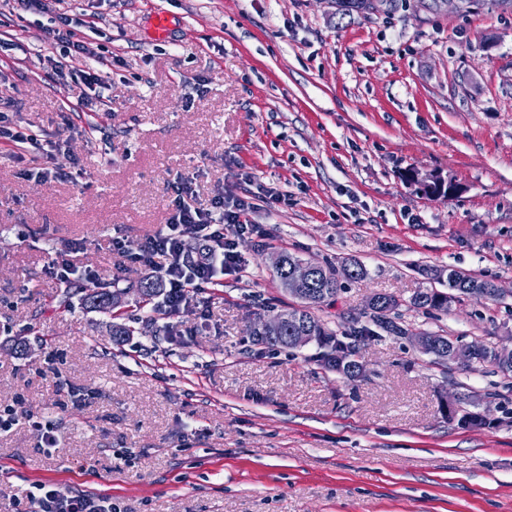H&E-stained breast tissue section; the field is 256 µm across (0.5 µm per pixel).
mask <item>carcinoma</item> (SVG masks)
<instances>
[{"label": "carcinoma", "instance_id": "cac0c4a2", "mask_svg": "<svg viewBox=\"0 0 512 512\" xmlns=\"http://www.w3.org/2000/svg\"><path fill=\"white\" fill-rule=\"evenodd\" d=\"M344 275L347 279H357L367 274L366 269L355 263L343 268L342 272H337L329 267H321V271L313 282V295L301 300V305L291 307L280 311V315L287 317L282 323L280 332L275 336H269L259 330L254 332L258 340L272 347L295 348L297 344L293 337L307 335L317 339L321 346L328 348V351L321 355V361L328 369L335 371L348 380H356V377L340 370L336 361L330 358V354L338 352L340 354L355 355L352 347L346 345L336 337L326 323L311 312V309L334 299L341 290L339 275ZM490 281L480 279L454 268L448 269V289L445 293L434 289H426L415 293L410 299L411 307L429 311H446L449 304L456 298V295L473 296L476 298L494 299L496 295L487 291ZM138 290L144 301L149 303L152 299L159 296L161 289L158 281L153 277H147L139 282ZM113 297L111 291L103 288L92 294L83 297V300L94 308L102 311H110L112 307L109 299ZM398 300L389 295H376V304L370 307V320L372 324L383 332L393 336L407 335V329L400 326L397 322L389 319L387 313L398 308ZM477 351L473 354L471 364L495 366L503 373H512V362L500 357L496 348L483 344H473Z\"/></svg>", "mask_w": 512, "mask_h": 512}]
</instances>
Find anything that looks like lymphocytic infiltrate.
Instances as JSON below:
<instances>
[{
    "mask_svg": "<svg viewBox=\"0 0 512 512\" xmlns=\"http://www.w3.org/2000/svg\"><path fill=\"white\" fill-rule=\"evenodd\" d=\"M50 35L60 48L59 59L54 63L56 72L68 74L81 88L78 105L84 109L108 105L111 74L105 71L94 50L73 31L56 27ZM76 58L84 60V68L69 67V60ZM191 184L190 178L177 179L166 224L147 236L133 256L135 263L161 280L162 302L174 311L188 306L197 291L219 284L225 273L246 272L247 265L232 237L257 230L250 220L254 204L249 198L219 194L210 208L199 209L187 201ZM188 235L200 242V249L192 258L186 257L182 248ZM26 499V512H117L111 497L94 493L64 496L52 483L44 481L33 483Z\"/></svg>",
    "mask_w": 512,
    "mask_h": 512,
    "instance_id": "1",
    "label": "lymphocytic infiltrate"
}]
</instances>
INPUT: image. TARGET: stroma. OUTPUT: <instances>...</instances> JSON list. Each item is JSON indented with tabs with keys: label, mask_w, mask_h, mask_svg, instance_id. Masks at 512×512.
Returning a JSON list of instances; mask_svg holds the SVG:
<instances>
[{
	"label": "stroma",
	"mask_w": 512,
	"mask_h": 512,
	"mask_svg": "<svg viewBox=\"0 0 512 512\" xmlns=\"http://www.w3.org/2000/svg\"><path fill=\"white\" fill-rule=\"evenodd\" d=\"M57 12L112 58L109 106L76 111L79 90L50 63L49 15L0 6V116L62 138L51 165L78 182L28 173L0 143V512H24L38 481L65 496L111 495L121 512H512V373L433 364L411 336L512 348V8L496 0H395L338 14L336 0H61ZM169 26L156 35L155 13ZM455 181L431 198L408 174ZM193 206L273 187L261 233L236 237L250 277L226 273L191 306L144 314L136 252L165 224L173 183ZM83 243L69 282L47 272ZM343 269L314 313L336 333L395 296L405 337L359 343L364 375L324 368L323 348L256 343L255 328L298 300L272 258ZM494 282L496 299L412 308L447 291L448 269ZM114 281L112 311L82 289ZM131 331L115 343L110 329ZM461 401L487 423L441 412ZM52 421L58 445L33 424ZM458 296L434 289H426L415 293L409 303L415 309L429 311H446L449 304Z\"/></svg>",
	"instance_id": "stroma-1"
}]
</instances>
